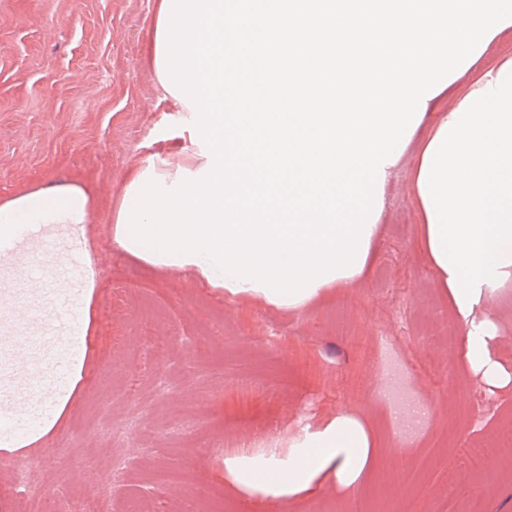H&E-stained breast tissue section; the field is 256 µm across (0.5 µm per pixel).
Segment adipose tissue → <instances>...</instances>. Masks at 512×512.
Segmentation results:
<instances>
[{"instance_id": "adipose-tissue-1", "label": "adipose tissue", "mask_w": 512, "mask_h": 512, "mask_svg": "<svg viewBox=\"0 0 512 512\" xmlns=\"http://www.w3.org/2000/svg\"><path fill=\"white\" fill-rule=\"evenodd\" d=\"M382 61L337 68L344 35ZM512 30V0H159L149 41L157 81L183 114L192 165L129 177L113 243L154 267H191L225 299L297 310L367 280L385 187L417 145L422 254L460 323L463 354L490 392L512 388L495 356L512 286V60L438 105L487 46ZM358 111H348L350 102ZM90 192L50 184L0 204V244L28 224L85 223ZM369 424L344 410L286 456H225L240 491L285 502L323 481L377 472Z\"/></svg>"}]
</instances>
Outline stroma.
Listing matches in <instances>:
<instances>
[{
  "label": "stroma",
  "mask_w": 512,
  "mask_h": 512,
  "mask_svg": "<svg viewBox=\"0 0 512 512\" xmlns=\"http://www.w3.org/2000/svg\"><path fill=\"white\" fill-rule=\"evenodd\" d=\"M158 0H0V202L47 182L90 187V219L76 238L85 277L36 293L9 284L44 333L58 320L77 338L64 378L44 400L17 397L0 436V512H62L91 488L110 491L112 512L139 499L145 512H512V457L489 455L485 476L466 466L512 425V390L490 394L460 357L463 329L418 244L414 151L386 190L371 278L326 302L283 311L226 300L190 269L130 260L112 243L130 173L162 159L187 166L179 112L160 90L148 44ZM402 359L429 422L394 444L401 424L384 397L388 355ZM172 376L167 403L154 381ZM341 410L370 420L390 441L383 472L350 491L323 483L286 505L225 481L224 455L289 439ZM191 416L192 429L175 430ZM116 429V442L102 432ZM128 461L121 492L112 459ZM32 492L15 491L19 466ZM174 467L190 484L152 485Z\"/></svg>",
  "instance_id": "stroma-1"
}]
</instances>
